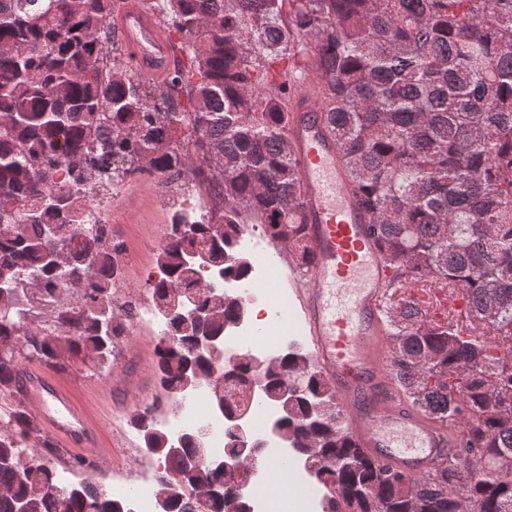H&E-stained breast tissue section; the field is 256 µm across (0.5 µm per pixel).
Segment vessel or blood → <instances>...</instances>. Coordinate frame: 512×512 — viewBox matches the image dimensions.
Returning a JSON list of instances; mask_svg holds the SVG:
<instances>
[{
	"label": "vessel or blood",
	"instance_id": "1",
	"mask_svg": "<svg viewBox=\"0 0 512 512\" xmlns=\"http://www.w3.org/2000/svg\"><path fill=\"white\" fill-rule=\"evenodd\" d=\"M113 26L133 71L164 81L175 52L161 21L139 0H125ZM290 112L288 140L299 162L305 234L315 257L301 273L297 290L314 363L334 388L348 436L366 455L408 476L445 467L458 445L457 434L408 405L392 381L393 352L381 311L392 271L351 190L337 147L320 123L318 105L303 93ZM264 294L273 319L253 340L261 348L273 343L276 326L288 320L275 281L267 282ZM22 393L58 447L82 453L99 448V426L61 380L27 366Z\"/></svg>",
	"mask_w": 512,
	"mask_h": 512
}]
</instances>
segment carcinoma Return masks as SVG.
I'll list each match as a JSON object with an SVG mask.
<instances>
[{"mask_svg":"<svg viewBox=\"0 0 512 512\" xmlns=\"http://www.w3.org/2000/svg\"><path fill=\"white\" fill-rule=\"evenodd\" d=\"M170 31L188 51L165 87L112 60L107 35L115 0H0V399L10 403L0 434V512H129L128 499L94 483H56L46 464L57 448L20 399V370L39 363L60 373L80 355L109 369L128 326L115 315L116 255L122 243L90 208L96 184L117 186L143 171L168 183L192 176L214 205L188 223L174 211L147 278L163 309L198 288L196 315H161L154 356L161 388L182 390L222 366L199 352L200 336L223 345L240 323L229 296L210 305L202 269L239 281L252 262L236 249L244 224L262 225L300 270L314 257L302 217L301 177L288 141V102L307 90L336 143L351 185L374 225L390 287L446 282L463 289L470 324L429 321L421 303L386 309L393 381L435 422L458 428L460 451L512 460V359L493 335L512 340V0H166ZM210 29L203 31L200 24ZM216 147L223 169L211 166ZM67 263H51V251ZM43 295L73 285L81 309L31 329L21 283ZM28 344L29 357L8 352ZM263 399L280 408V444L321 486L323 512H512V480L485 476L454 456L409 477L379 465L346 434L333 389L308 353L268 355ZM306 389L277 394L296 373ZM251 362L227 379L222 413L251 398ZM156 481L161 512H223L199 490L231 480L191 464L186 436L173 452L148 408L133 416ZM253 448L225 432L223 452Z\"/></svg>","mask_w":512,"mask_h":512,"instance_id":"carcinoma-1","label":"carcinoma"}]
</instances>
